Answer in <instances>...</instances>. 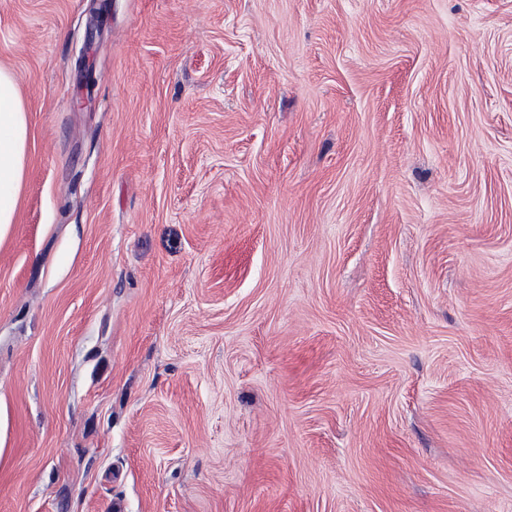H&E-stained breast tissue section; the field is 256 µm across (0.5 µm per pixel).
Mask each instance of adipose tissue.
Instances as JSON below:
<instances>
[{"label": "adipose tissue", "mask_w": 512, "mask_h": 512, "mask_svg": "<svg viewBox=\"0 0 512 512\" xmlns=\"http://www.w3.org/2000/svg\"><path fill=\"white\" fill-rule=\"evenodd\" d=\"M28 112L17 74L0 64V236L17 220L26 174Z\"/></svg>", "instance_id": "1"}]
</instances>
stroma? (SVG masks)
I'll use <instances>...</instances> for the list:
<instances>
[{
	"instance_id": "35a3bbf8",
	"label": "stroma",
	"mask_w": 512,
	"mask_h": 512,
	"mask_svg": "<svg viewBox=\"0 0 512 512\" xmlns=\"http://www.w3.org/2000/svg\"><path fill=\"white\" fill-rule=\"evenodd\" d=\"M0 64V512H512V0H0ZM28 112L17 74L0 64V236L17 220L26 174Z\"/></svg>"
}]
</instances>
